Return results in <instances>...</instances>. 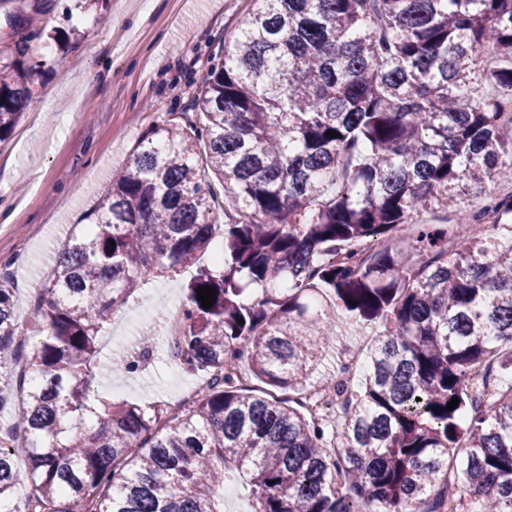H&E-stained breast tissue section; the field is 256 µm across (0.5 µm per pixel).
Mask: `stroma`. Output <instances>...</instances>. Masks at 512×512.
I'll list each match as a JSON object with an SVG mask.
<instances>
[{"mask_svg": "<svg viewBox=\"0 0 512 512\" xmlns=\"http://www.w3.org/2000/svg\"><path fill=\"white\" fill-rule=\"evenodd\" d=\"M247 0H0V47L29 41L31 100L0 143V274L27 319L56 249L123 167L141 133L188 111ZM371 331L344 330L309 381L337 372L338 356L366 358ZM187 374L157 363L136 380L101 365L113 401L169 403Z\"/></svg>", "mask_w": 512, "mask_h": 512, "instance_id": "35a3bbf8", "label": "stroma"}]
</instances>
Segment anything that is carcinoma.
Here are the masks:
<instances>
[{
    "instance_id": "cac0c4a2",
    "label": "carcinoma",
    "mask_w": 512,
    "mask_h": 512,
    "mask_svg": "<svg viewBox=\"0 0 512 512\" xmlns=\"http://www.w3.org/2000/svg\"><path fill=\"white\" fill-rule=\"evenodd\" d=\"M27 51L0 50V143L31 98ZM190 110L147 129L91 231L74 225L31 304L40 338L0 280V411L18 410L0 506L224 512L239 481L251 512H438L451 478L512 512V382L494 374L512 371V244L473 237L472 208L451 236L424 219L474 184L512 226L495 191L512 183V0H250ZM190 266L180 313L157 319L176 324L166 361L208 391L174 414L94 393L115 311ZM350 322L376 331L364 379L314 421L295 396ZM229 357L267 388L224 374Z\"/></svg>"
}]
</instances>
